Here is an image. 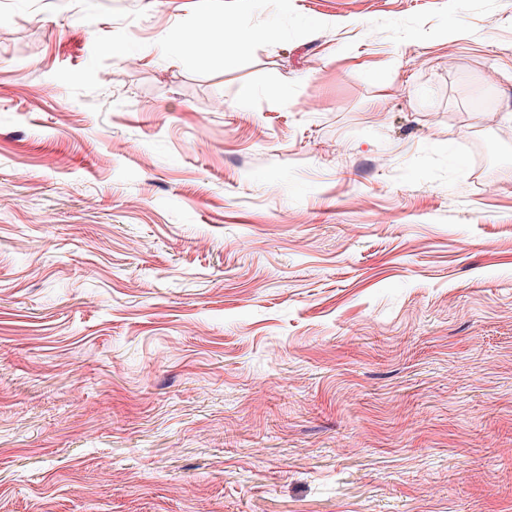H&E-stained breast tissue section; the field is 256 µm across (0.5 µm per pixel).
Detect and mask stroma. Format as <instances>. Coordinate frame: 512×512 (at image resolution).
<instances>
[{
	"mask_svg": "<svg viewBox=\"0 0 512 512\" xmlns=\"http://www.w3.org/2000/svg\"><path fill=\"white\" fill-rule=\"evenodd\" d=\"M509 110L512 0H0V512H512ZM268 35L267 31L257 29L228 31L226 27H222L220 29L208 30V36L212 41L224 45L225 64L233 61L236 48L261 40ZM177 42L180 54L185 58H191L196 63H203L205 55L201 52L204 42L202 33L195 28L185 29L178 33Z\"/></svg>",
	"mask_w": 512,
	"mask_h": 512,
	"instance_id": "stroma-1",
	"label": "stroma"
}]
</instances>
